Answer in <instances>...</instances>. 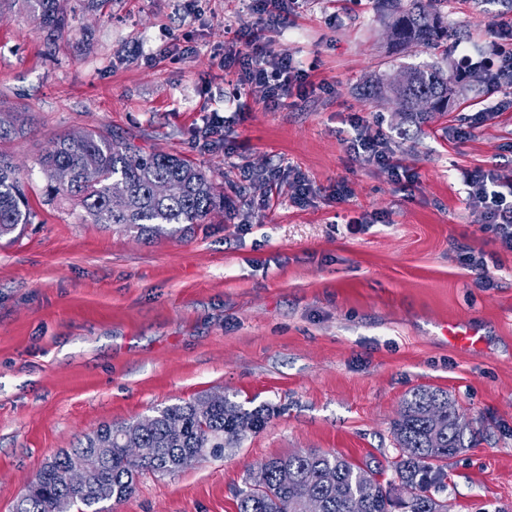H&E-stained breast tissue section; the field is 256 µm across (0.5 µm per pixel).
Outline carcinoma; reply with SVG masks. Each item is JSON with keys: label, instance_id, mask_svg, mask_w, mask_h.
Returning <instances> with one entry per match:
<instances>
[{"label": "carcinoma", "instance_id": "cac0c4a2", "mask_svg": "<svg viewBox=\"0 0 512 512\" xmlns=\"http://www.w3.org/2000/svg\"><path fill=\"white\" fill-rule=\"evenodd\" d=\"M29 13L54 42L70 30L68 0H12ZM380 20L391 30L395 45L403 48L438 49L448 40L444 8L448 0H377ZM404 81L395 84L377 78L363 88L365 97L396 96L402 111L417 117L428 112L419 102L428 99L431 111L452 108L467 74L448 73L438 65L407 66L400 70ZM28 133L22 113L0 109V142ZM44 196L74 202L91 224H121L149 240L173 237L190 224H202L224 198L213 181L191 160L164 152H147L130 141H118L108 129H89L61 134L41 157ZM159 181L179 184L177 196L159 197ZM33 216L17 177V165L0 152V240L12 239ZM197 401L158 408L142 429L134 419L119 425H103L70 450L49 459L19 500L16 512H109L106 503L120 502L136 491L145 471L170 473L179 469L178 459L193 452L203 459L224 453L240 443L247 432L264 427L270 417L265 406L248 409L225 396L207 416L197 414ZM432 406L444 412L440 429L427 419ZM393 435L400 453L393 462L402 487L413 490L399 502L404 512H448V501L438 497L445 490L448 462L472 447L474 433L448 393L420 388L405 398ZM155 449L141 460L127 448L132 441ZM108 452L101 454L99 449ZM87 464L89 479L82 489L65 479L69 467ZM266 483L242 492L238 512H304L315 498L320 512H392L394 500L378 479L379 472L326 452L309 451L274 457L262 464Z\"/></svg>", "mask_w": 512, "mask_h": 512}]
</instances>
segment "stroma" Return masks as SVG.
Returning <instances> with one entry per match:
<instances>
[{"label":"stroma","mask_w":512,"mask_h":512,"mask_svg":"<svg viewBox=\"0 0 512 512\" xmlns=\"http://www.w3.org/2000/svg\"><path fill=\"white\" fill-rule=\"evenodd\" d=\"M72 6L73 30L53 45L23 12L0 19V104L25 107L31 126L0 150L35 214L0 243V512L85 434L208 395L271 417L223 457L143 473L112 512H238L262 463L307 450L387 483L392 423L419 388L446 391L476 436L448 464V512H512V251L462 182L477 167L512 171V98L489 65L512 5L451 0L462 38L436 51L393 46L375 0H290L274 19L261 0ZM230 28L257 32L268 59L291 54L310 90L273 110L239 87L222 63ZM431 62L481 78L423 124L356 93ZM356 117L386 134L411 185L352 158ZM91 128L191 159L223 209L147 240L47 202L40 155ZM291 172L312 185L308 203L294 201ZM480 252L484 282L466 263ZM453 324L482 343H455Z\"/></svg>","instance_id":"stroma-1"}]
</instances>
